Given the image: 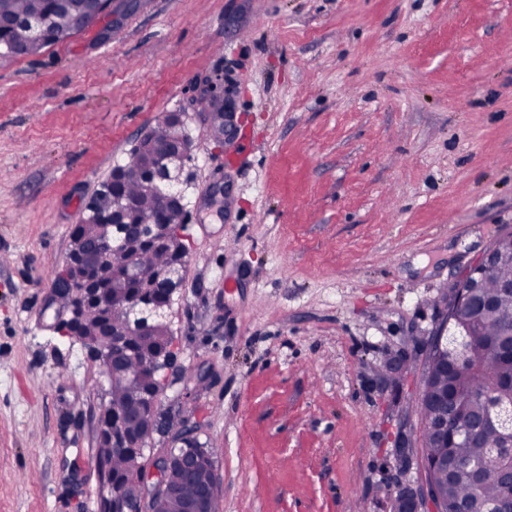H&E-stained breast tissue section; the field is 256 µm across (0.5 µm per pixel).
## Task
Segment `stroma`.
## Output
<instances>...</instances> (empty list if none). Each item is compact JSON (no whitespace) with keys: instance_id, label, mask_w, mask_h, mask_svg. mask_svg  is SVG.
Instances as JSON below:
<instances>
[{"instance_id":"stroma-1","label":"stroma","mask_w":512,"mask_h":512,"mask_svg":"<svg viewBox=\"0 0 512 512\" xmlns=\"http://www.w3.org/2000/svg\"><path fill=\"white\" fill-rule=\"evenodd\" d=\"M172 112L194 147L159 412L199 423L217 512H392L425 480L395 448L449 288L512 233V0H127L0 54V512H98L107 383L44 302L86 199ZM200 94L209 99L214 105V111L205 113L207 119V126L214 122H220L223 126L224 137L235 134L237 124L234 121V113L228 112L229 105L224 100V89L218 91V86L211 80H205L199 88Z\"/></svg>"}]
</instances>
